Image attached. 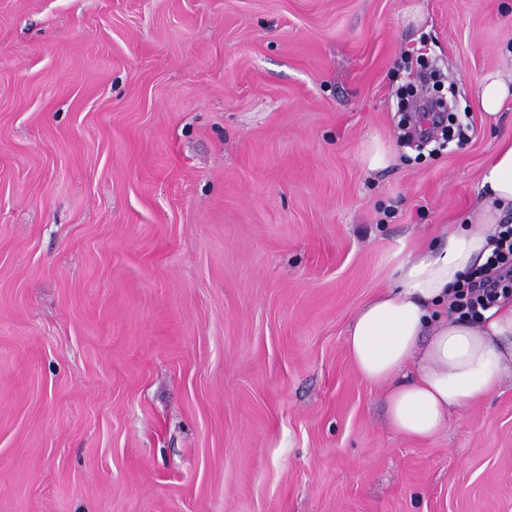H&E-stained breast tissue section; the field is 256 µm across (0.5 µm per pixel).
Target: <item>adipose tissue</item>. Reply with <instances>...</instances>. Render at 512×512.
Here are the masks:
<instances>
[{"label": "adipose tissue", "mask_w": 512, "mask_h": 512, "mask_svg": "<svg viewBox=\"0 0 512 512\" xmlns=\"http://www.w3.org/2000/svg\"><path fill=\"white\" fill-rule=\"evenodd\" d=\"M476 215L435 246L409 253L393 288L364 302L346 337L362 379L386 388L387 416L400 435L427 439L454 409L512 376V303L471 321L446 314L452 288L490 254V238L512 212V139L486 159Z\"/></svg>", "instance_id": "adipose-tissue-1"}]
</instances>
